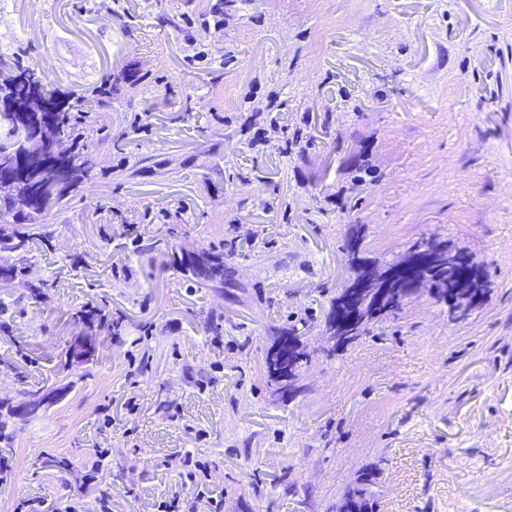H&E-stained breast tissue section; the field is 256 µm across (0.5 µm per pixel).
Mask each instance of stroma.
<instances>
[{
  "label": "stroma",
  "instance_id": "1",
  "mask_svg": "<svg viewBox=\"0 0 512 512\" xmlns=\"http://www.w3.org/2000/svg\"><path fill=\"white\" fill-rule=\"evenodd\" d=\"M0 40L52 88L123 76L76 199L0 252L26 270L0 287V401H43L0 450V512L66 487L86 512H335L370 472L376 512H512V0H6ZM423 238L488 270L481 307L422 289L336 346L349 241L382 267ZM170 245L223 250V287ZM91 306L112 327L68 362ZM295 325L291 390L267 357ZM170 250V251H169ZM166 253L169 257L168 265L181 273L186 280L194 283H212L214 287L220 288L224 285V254H213L212 260L217 267H221L220 275L209 281L201 279L192 265V259L185 260L177 252L175 247L168 246Z\"/></svg>",
  "mask_w": 512,
  "mask_h": 512
}]
</instances>
